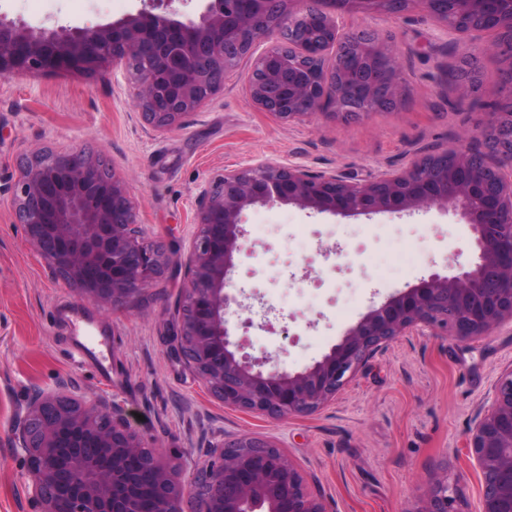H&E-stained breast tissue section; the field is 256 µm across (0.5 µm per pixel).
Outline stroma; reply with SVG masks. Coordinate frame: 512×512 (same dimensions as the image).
<instances>
[{
  "label": "stroma",
  "mask_w": 512,
  "mask_h": 512,
  "mask_svg": "<svg viewBox=\"0 0 512 512\" xmlns=\"http://www.w3.org/2000/svg\"><path fill=\"white\" fill-rule=\"evenodd\" d=\"M144 0H0V13L26 26H95L136 13ZM340 26L392 33L410 92L397 111L345 123L318 113L288 124L257 108L248 92L249 60L185 128L157 132L136 105L122 68L92 78H0V512H40L12 446L16 417L32 387L58 379L93 402L111 398L192 484L210 445L247 435L283 448L330 512H406L423 506L431 475L458 490V512H478L481 475L465 442L493 385L512 366V323L461 343L423 329L399 337L317 412L273 421L225 407L169 356L175 305L184 282L170 266L137 306L112 312L82 301L53 279L16 224L11 205L23 156L81 147L123 175L147 240L183 256L197 231L200 184L261 161L365 181L406 167L420 151L480 146L486 103L501 93L502 60L480 59V82L460 96L442 73L456 56L454 33L410 9L392 16L363 9ZM245 248L233 287L252 325L245 352L269 355L286 371L319 360L371 307L432 274H453L476 255L455 212L342 218L295 206L246 213ZM105 346L74 356L76 337Z\"/></svg>",
  "instance_id": "stroma-1"
}]
</instances>
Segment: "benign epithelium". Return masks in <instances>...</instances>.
I'll return each instance as SVG.
<instances>
[{"mask_svg":"<svg viewBox=\"0 0 512 512\" xmlns=\"http://www.w3.org/2000/svg\"><path fill=\"white\" fill-rule=\"evenodd\" d=\"M173 0H148L134 15L104 25L30 28L0 14V76L93 74L125 66L138 107L158 131L183 119L224 86V72L247 57L252 102L288 123L324 108L346 121L393 112L409 91L399 52L381 33L341 32L336 12L418 8L461 36L454 81L476 82L480 56L507 62L508 92L486 106L481 150L458 145L419 156L409 166L353 182L299 165L262 161L226 169L196 199L198 234L184 259L144 242L126 179L106 174L81 148L24 158L12 203L29 244L80 298L114 311L133 308L173 263L184 267L171 358L227 407L279 421L312 414L379 351L400 336L431 328L466 343L512 322V0H202L195 19H180ZM490 34L489 43L474 36ZM267 47L258 55L256 46ZM295 205L340 217L458 213L474 234L476 261L435 273L369 309L313 365L294 373L270 357L243 352L232 291L244 250L245 213L257 205ZM28 490L42 512H327L280 448L255 437L213 445L193 487L163 458L116 402L93 404L65 380L31 391L14 430ZM150 449L144 455V449ZM482 472V512H512V369L467 438ZM448 476L434 475L426 505L403 512H458Z\"/></svg>","mask_w":512,"mask_h":512,"instance_id":"benign-epithelium-1","label":"benign epithelium"}]
</instances>
